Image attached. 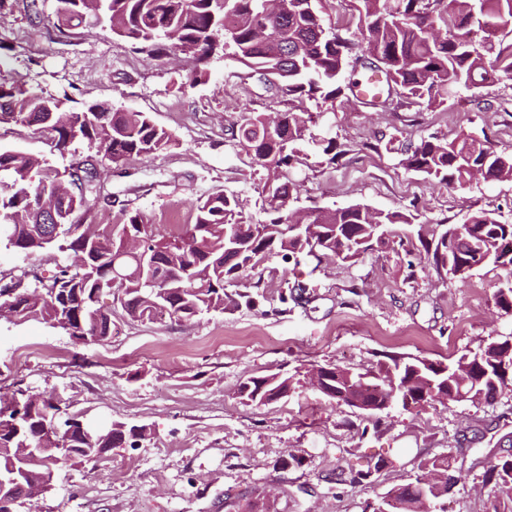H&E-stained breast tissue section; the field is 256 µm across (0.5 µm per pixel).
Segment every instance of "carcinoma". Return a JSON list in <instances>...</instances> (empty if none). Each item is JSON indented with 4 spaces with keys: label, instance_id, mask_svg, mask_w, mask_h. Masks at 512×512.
Returning a JSON list of instances; mask_svg holds the SVG:
<instances>
[{
    "label": "carcinoma",
    "instance_id": "cac0c4a2",
    "mask_svg": "<svg viewBox=\"0 0 512 512\" xmlns=\"http://www.w3.org/2000/svg\"><path fill=\"white\" fill-rule=\"evenodd\" d=\"M315 2L281 0V20L268 22L264 32L263 0H99L95 18L107 20L116 36L140 52L152 57L180 52L195 61L199 74L215 53L229 49L254 73L272 78L268 90L292 106L282 125L269 129L265 114L249 111L239 127L244 148L269 171L267 219L245 220L237 196L220 190L199 201L194 223L182 225L177 236L165 241L156 239L139 213L126 224H95L89 218L101 188L92 162L80 160L61 172L44 157L0 149V246L32 256L48 248L52 229L54 248L73 258L48 277V299L39 305L29 303L22 280L8 282L17 290L10 297L14 324L39 321L69 337L95 336L105 345L112 337V312L97 307L105 289H117L120 305L133 321L152 322L164 314L190 321L242 303L253 305L250 292L238 286L272 257L285 262L304 253L331 257L344 245L339 261L353 264L394 236L395 226L414 224L416 216L410 212L355 203L308 209L302 220L315 228L309 238L289 230L292 194L284 177L302 162L300 146L312 119L300 107L307 101L334 106L358 87L346 80V73L355 71L353 61L363 67L380 61L388 90L408 105H442L460 85L512 79V39L502 34L512 25V0H356L358 41L327 30ZM85 15L81 6L59 7L54 27L65 34ZM0 123L35 128L61 154L73 143L85 142L99 160L111 163L153 154L172 143L171 134L144 112L114 111L101 103L75 109L12 78L0 80ZM319 146L329 165L346 155L333 138ZM400 154L406 171L439 183L463 185L474 168L484 171L487 180L512 179V154L498 152L487 138L459 134L450 140L430 134L406 143ZM44 205L69 220L45 224ZM416 238L419 253L442 281H463L485 266L512 274V224L493 212L474 213L462 224H420ZM231 286L237 290L228 291ZM389 360L382 378L369 371L349 376L335 366L326 369L336 377L340 400L370 416L396 403L405 411L423 407L435 396L454 401L463 392L490 403L512 386L511 335L446 362L398 355ZM289 389V378L270 374L240 382L238 394L256 403ZM55 416L67 452L53 458L28 452L55 446L45 432ZM125 435L143 441L148 430L115 421L90 438L79 421L66 415L61 400L22 391L18 402L0 400V472L20 477L19 493L24 486L50 492L69 466L122 447ZM420 468L427 477L435 475V481L425 485L423 498L398 488L404 503L400 512H430L449 491L450 457L427 459ZM483 480L512 504V452L494 455Z\"/></svg>",
    "mask_w": 512,
    "mask_h": 512
}]
</instances>
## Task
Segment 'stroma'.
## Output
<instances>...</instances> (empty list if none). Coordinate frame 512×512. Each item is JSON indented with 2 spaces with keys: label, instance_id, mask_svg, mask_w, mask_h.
I'll return each instance as SVG.
<instances>
[{
  "label": "stroma",
  "instance_id": "obj_1",
  "mask_svg": "<svg viewBox=\"0 0 512 512\" xmlns=\"http://www.w3.org/2000/svg\"><path fill=\"white\" fill-rule=\"evenodd\" d=\"M33 1L41 12L36 22ZM57 8V0H12L0 15V56L7 60L0 73L73 107L98 102L147 113L173 138L166 150L100 164L97 223L123 224L140 213L160 226L175 212L191 224L198 201L218 190L238 196L245 216L266 220L267 172L232 132L245 109L274 114L287 104L227 56L212 58L193 83L190 58L147 57L93 19L58 34ZM474 95L480 105L471 104ZM310 131L335 138L348 154L332 167L305 146V163L290 171V208L364 203L412 212L422 224H460L485 210L512 223V180L439 184L406 171L396 153L364 147L379 137L465 133L512 153V80L459 90L435 108L341 99ZM0 146L50 157L60 169L92 153L82 142L51 152L39 134L12 124L0 125ZM68 261L53 249L29 257L2 249L0 279L32 267L46 274ZM261 277L266 298L252 309L145 323L116 311L103 346L74 345L37 321L1 323L0 393H57L87 418L151 432L139 447L70 466L57 490L18 512H244L267 493L276 512H363L366 503L415 482L421 462L440 455L455 458L458 476L443 498L446 512H494L497 492L484 483L482 462L512 445V390L491 405L449 401L413 413L394 407L374 420L323 397L305 375L328 364L373 369L391 355L441 360L512 334V312L495 304L506 272L483 267L444 282L407 241L393 237L354 264L295 266L276 257ZM287 281L308 290L284 308L278 290ZM273 373L290 377L287 397L262 406L236 397L244 379ZM381 457L392 466L366 483L339 481L340 473Z\"/></svg>",
  "mask_w": 512,
  "mask_h": 512
}]
</instances>
